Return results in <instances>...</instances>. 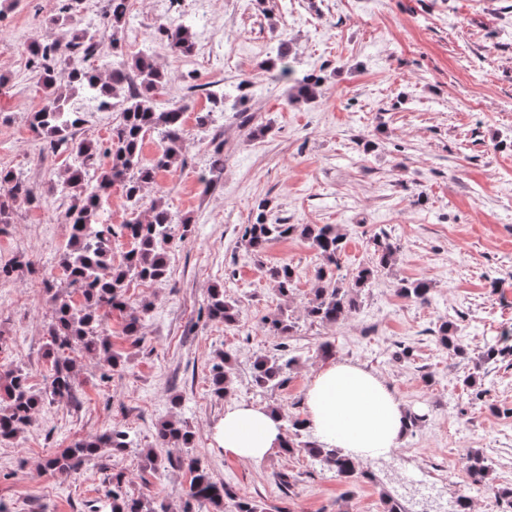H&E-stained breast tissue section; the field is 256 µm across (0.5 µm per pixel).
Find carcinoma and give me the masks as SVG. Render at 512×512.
<instances>
[{
	"label": "carcinoma",
	"mask_w": 512,
	"mask_h": 512,
	"mask_svg": "<svg viewBox=\"0 0 512 512\" xmlns=\"http://www.w3.org/2000/svg\"><path fill=\"white\" fill-rule=\"evenodd\" d=\"M58 14L51 18L52 25L61 33L65 42L32 43L27 47L29 64L39 75L37 87L44 101L43 106L31 114L33 131L42 137L51 151L66 153L80 160L79 165L67 168L59 179L63 190L71 199L63 218L69 224V237L64 245L60 266L67 286L84 285L82 300L75 304L63 294L51 296L52 322L48 336L50 342L46 357L51 360V374L45 391L35 393L28 384V376L20 369L0 367V440L19 438L25 426L55 397L71 396L76 374L72 353L99 358L106 373L121 366V357L112 351V342L106 334L105 318L119 312L124 319L125 334L141 340V330L153 310V302L144 300L136 306L126 300V288L134 279L157 282L167 274V252L174 240V217L167 208L161 193L147 198L145 189L154 184L161 171L175 172L184 164L185 113L192 110L191 97L198 85L186 87L185 98L167 107L159 105L165 95L168 78L156 64L154 55L144 52L130 58L118 51L120 32L126 26L129 0H109V9L103 25L92 29L77 25L76 17L84 8V0H60ZM106 36L112 43V75L102 79L101 68L91 63L97 39ZM156 38L177 55L188 54L194 49L195 33L181 22L156 29ZM267 73L278 78L293 77L288 94L292 104L307 103L316 99L322 78L313 74L293 76V69L284 57L270 58L261 64ZM80 89L92 101L103 90L112 94V111L117 113V123L105 142L98 144L87 138L75 137L74 129L83 122L80 112L70 109L67 91ZM212 106L196 113V125L209 128L215 113L224 112V95L209 94ZM155 133L160 138V151L146 161L142 157L145 136ZM108 162H101V158ZM122 190L130 218L122 225L123 234L131 241L132 248L120 265L112 263V225L104 218L106 195L112 187ZM42 198L33 192L29 183L12 170L0 169V224L11 223L14 210L21 206L37 208ZM269 202H258L253 221L244 227L242 241L247 250L259 257L268 246L293 233L311 241L312 247L325 262L319 281L304 305L310 322L338 324L358 307V297L369 284L374 270L362 267L347 278H336L333 269L339 267L344 252V234L332 224H270ZM374 255L378 264H392L397 246L386 238H375ZM279 295L286 297L295 288V274L287 264L269 270ZM398 293L405 298L428 303L430 283L424 279H402ZM239 317L238 301L224 295V288L214 285L208 291L207 318L232 325ZM276 336H290L295 323L285 312L265 319ZM438 342L463 357L466 349L451 332L448 322L437 330ZM281 353L270 357L263 355L252 365L253 385L264 390L285 384L288 370L296 358L287 353V346L280 345ZM210 383L215 396L222 398L233 385V364L229 353H224L221 363L211 370ZM156 438L162 446L186 449V456L179 464L191 473L189 488L183 501L182 512H199L208 506L211 512H263L255 502L241 498L233 489L215 481L199 459L191 454L193 433L174 418L161 421ZM130 445L128 434L112 428L100 434L85 437L65 452L46 461V468L69 474L79 464L97 457L103 450L121 453ZM302 452L318 461L324 470L348 484L357 479L359 463L342 454L338 448H326L318 441L296 443L286 440L285 452ZM466 470L472 481L486 483L492 475V461L483 452L469 449L466 453ZM112 503L110 512H166L165 505L154 507L148 500L130 498L123 492L121 475L112 477Z\"/></svg>",
	"instance_id": "obj_1"
}]
</instances>
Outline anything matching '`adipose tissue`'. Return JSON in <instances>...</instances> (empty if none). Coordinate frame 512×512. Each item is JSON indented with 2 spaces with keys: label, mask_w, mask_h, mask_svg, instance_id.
Listing matches in <instances>:
<instances>
[{
  "label": "adipose tissue",
  "mask_w": 512,
  "mask_h": 512,
  "mask_svg": "<svg viewBox=\"0 0 512 512\" xmlns=\"http://www.w3.org/2000/svg\"><path fill=\"white\" fill-rule=\"evenodd\" d=\"M306 422L318 440L364 459L397 448L407 411L375 373L346 361H333L314 376L305 393ZM225 455L258 463L279 451L284 433L278 414L235 403L215 427Z\"/></svg>",
  "instance_id": "obj_1"
}]
</instances>
